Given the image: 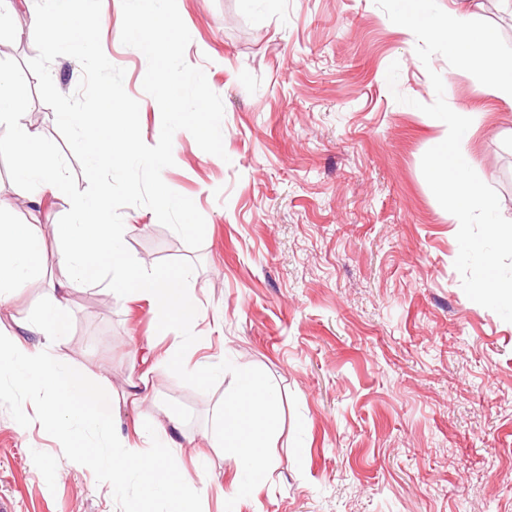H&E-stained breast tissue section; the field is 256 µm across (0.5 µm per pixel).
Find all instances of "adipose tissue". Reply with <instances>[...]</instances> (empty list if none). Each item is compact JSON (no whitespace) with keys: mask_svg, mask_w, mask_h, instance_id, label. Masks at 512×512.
Masks as SVG:
<instances>
[{"mask_svg":"<svg viewBox=\"0 0 512 512\" xmlns=\"http://www.w3.org/2000/svg\"><path fill=\"white\" fill-rule=\"evenodd\" d=\"M397 21L404 31H422L430 40L444 43L449 56L487 76L490 94L512 103V58L495 53L494 34L475 24L463 0H448V14L437 23L428 20L425 0H404ZM49 30L64 48L81 53L92 41L90 33L74 26L65 0H51L49 10L32 13L24 36L36 41ZM0 150L18 160L13 195L0 198V215L18 203L40 206L66 194L64 180L44 164L46 149L38 129L21 126L10 139L0 140ZM111 192V185H101L95 196L77 202L78 223L57 225V234L67 244L56 258L67 270L66 289L50 297L38 318L23 322L22 334L0 341V371L8 370L21 385L43 390L41 418L61 435L77 459L105 461L117 484L138 475L146 495L163 497L170 512H194L190 479L177 470L169 454L176 445L173 436H166L162 451L114 436L110 416L100 408L99 382L73 368L60 352L71 335L68 289L95 284L106 271L112 274L113 293L147 301L164 323L183 325L195 316L185 289V270L160 268L145 273L132 266L123 245L122 225L106 218ZM52 260L40 221L0 224V309H7L14 292ZM222 411L223 446L230 449L236 465L249 469L254 478H263L269 469L265 448L277 423L274 391L249 370H240L234 390L224 397ZM93 434L110 441V448L90 442Z\"/></svg>","mask_w":512,"mask_h":512,"instance_id":"ef3b65f1","label":"adipose tissue"}]
</instances>
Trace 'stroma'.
Instances as JSON below:
<instances>
[{
  "label": "stroma",
  "mask_w": 512,
  "mask_h": 512,
  "mask_svg": "<svg viewBox=\"0 0 512 512\" xmlns=\"http://www.w3.org/2000/svg\"><path fill=\"white\" fill-rule=\"evenodd\" d=\"M400 0H177L191 35L186 62L224 104L225 157L185 130L162 179L205 218L199 249L146 207L122 211L124 246L143 270L185 269L194 326L159 325L144 301L108 282L73 289L61 352L120 392L138 345L184 348L211 361L198 383L153 365L152 410L119 405L117 435L180 418L177 468L198 512H512V322L473 301L454 266L458 225L421 170L446 126L420 111L445 99L470 113L466 148L512 220V106L436 55L422 64L394 20ZM46 0H18L0 18V70L18 112L60 141L53 110L18 36ZM121 0H102L101 44L138 100L141 136L155 145L157 102L142 89L145 56L121 42ZM399 63L396 87L386 74ZM404 102H397V95ZM64 271L31 276L0 336L34 318ZM280 397L272 470L258 482L212 434L240 368ZM32 390L0 373V502L11 512H167L137 477L114 486L104 463L76 462L37 416Z\"/></svg>",
  "instance_id": "stroma-1"
}]
</instances>
